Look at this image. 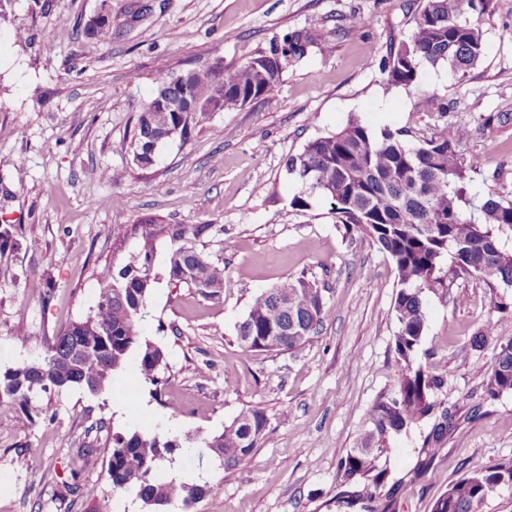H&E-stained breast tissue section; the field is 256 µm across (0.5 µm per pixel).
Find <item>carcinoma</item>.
<instances>
[{"instance_id":"cac0c4a2","label":"carcinoma","mask_w":512,"mask_h":512,"mask_svg":"<svg viewBox=\"0 0 512 512\" xmlns=\"http://www.w3.org/2000/svg\"><path fill=\"white\" fill-rule=\"evenodd\" d=\"M489 3L427 0L409 41L390 50L383 61L387 85H412L426 65L446 66L450 77L462 80L484 55L479 17ZM86 30L103 42L112 40V28L102 16ZM315 39L314 33H291L279 56L253 57L232 69L200 65L189 69L184 83L159 75L150 101L137 115L131 141L135 164L151 167L149 153L174 128L180 129L183 140L203 128L219 133L211 124L215 112H232L248 96L272 90L290 61L303 58ZM196 89L211 91L206 103H199ZM160 96L170 97L179 111L158 110ZM471 135L467 127L448 124L409 147L401 132L385 129L375 134L353 117L338 132L308 142L285 160L286 173L301 186L291 205L304 208L316 195L329 199L345 232L370 237L397 272L394 351L401 373L395 387L377 397L356 448L341 461L344 483L352 490L340 494L337 502L348 508L379 512L376 502L388 472L378 469L377 461L388 452L392 438L434 419L425 440L431 458L448 436V409L438 400L445 379L415 365L427 329L424 292L448 289L449 275L460 273L488 285L512 284V252L504 250L498 238V232L512 230V200L488 198L474 204L471 172L476 162L464 156ZM213 232L211 224L132 225L129 234L140 236L141 248L124 263L101 268V288L89 313L55 338L43 360L0 370V406L26 409L44 394L72 387L105 393L114 375L131 361L142 380L160 393L164 353L141 328L159 280L153 272L157 243H171L164 272L168 283L215 298L224 288V265L192 244ZM325 311L323 289L316 281L304 275L287 277L253 297L236 326V338L246 351L296 355L317 333ZM478 375L486 396L512 392V339L500 341L493 366L478 367ZM268 426L265 409L254 406L204 444L218 456L224 473L232 474L265 441ZM199 439L194 431L172 437L138 430L113 433L107 465L112 491L133 493L150 512H164L172 503L191 509L206 495L207 485L173 475L170 469L175 452ZM502 483L512 484V463L451 483L432 512H481Z\"/></svg>"}]
</instances>
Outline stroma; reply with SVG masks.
<instances>
[{"instance_id": "stroma-1", "label": "stroma", "mask_w": 512, "mask_h": 512, "mask_svg": "<svg viewBox=\"0 0 512 512\" xmlns=\"http://www.w3.org/2000/svg\"><path fill=\"white\" fill-rule=\"evenodd\" d=\"M425 3L0 0V225L16 241L0 255V368L42 358L49 341L88 313L120 226L216 225L196 247L225 267L213 299L164 281L154 288L142 330L165 353L160 394L130 365L107 393L72 388L26 411L0 409V512H144L107 478L113 433L207 437L254 405L268 415V438L235 477L225 478L203 444L177 453L174 473L209 488L191 512H344L340 463L401 371L397 273L370 238L345 234L325 198L293 208L299 187L284 161L354 116L375 132L403 131L412 147L446 124L512 113V0H491L481 18L484 57L462 81L439 67L422 69L412 85H387L380 61L410 38ZM100 14L111 42L85 31ZM313 30L319 40L272 92L214 115L220 135L203 130L170 142L148 169L134 163V124L158 75L215 57L233 68ZM464 153L479 162L478 199L512 200V122L474 134ZM303 274L324 290L318 334L296 357L243 350L235 326L252 298ZM456 295L465 304H453ZM424 300L417 361L443 375L439 399L453 427L419 473L430 424L392 441L379 464L401 485L381 499L387 512H432L449 484L512 462V393L487 398L477 374L493 365L497 339L512 338V286L459 275L449 292ZM480 332L488 342L476 350L470 340ZM78 485L96 487L97 500L75 493Z\"/></svg>"}]
</instances>
